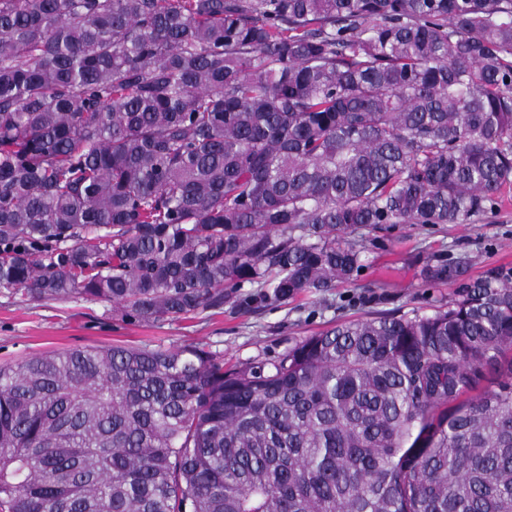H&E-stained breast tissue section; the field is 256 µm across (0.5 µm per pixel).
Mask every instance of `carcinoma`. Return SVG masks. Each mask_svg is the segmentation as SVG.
Returning <instances> with one entry per match:
<instances>
[{
	"label": "carcinoma",
	"instance_id": "obj_1",
	"mask_svg": "<svg viewBox=\"0 0 512 512\" xmlns=\"http://www.w3.org/2000/svg\"><path fill=\"white\" fill-rule=\"evenodd\" d=\"M511 185L512 0H0V291L279 305ZM0 512H512V268L269 365L1 363Z\"/></svg>",
	"mask_w": 512,
	"mask_h": 512
}]
</instances>
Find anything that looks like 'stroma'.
<instances>
[{
    "mask_svg": "<svg viewBox=\"0 0 512 512\" xmlns=\"http://www.w3.org/2000/svg\"><path fill=\"white\" fill-rule=\"evenodd\" d=\"M365 236L356 284L275 307L228 304L188 319L146 325L121 318L106 302L0 292V363L51 351L123 345L201 347L225 366H242L275 361L294 341L342 320L433 314L446 307L456 288L426 281L423 270L430 260L466 259L471 279L492 266L512 267V190L502 192L493 211L464 224H385L366 230Z\"/></svg>",
    "mask_w": 512,
    "mask_h": 512,
    "instance_id": "obj_1",
    "label": "stroma"
}]
</instances>
